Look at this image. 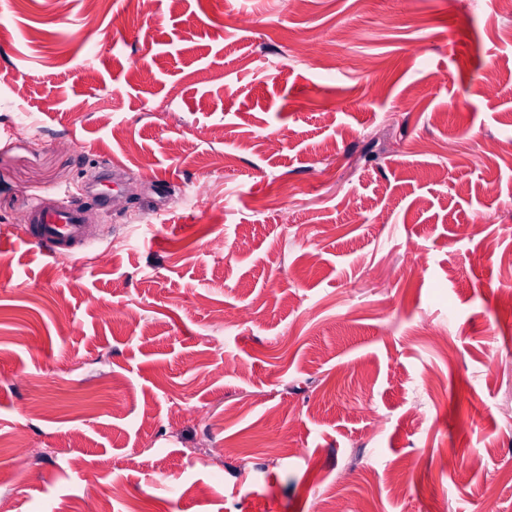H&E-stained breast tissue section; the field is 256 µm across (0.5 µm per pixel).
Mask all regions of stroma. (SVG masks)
I'll use <instances>...</instances> for the list:
<instances>
[{
	"label": "stroma",
	"mask_w": 512,
	"mask_h": 512,
	"mask_svg": "<svg viewBox=\"0 0 512 512\" xmlns=\"http://www.w3.org/2000/svg\"><path fill=\"white\" fill-rule=\"evenodd\" d=\"M479 138L512 143V0H13L0 512H512V155ZM39 200L94 243L27 244Z\"/></svg>",
	"instance_id": "35a3bbf8"
}]
</instances>
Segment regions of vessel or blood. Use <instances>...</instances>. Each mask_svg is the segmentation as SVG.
<instances>
[{
  "label": "vessel or blood",
  "mask_w": 512,
  "mask_h": 512,
  "mask_svg": "<svg viewBox=\"0 0 512 512\" xmlns=\"http://www.w3.org/2000/svg\"><path fill=\"white\" fill-rule=\"evenodd\" d=\"M27 229L29 241L48 247L61 258L69 256L74 245L90 242L88 227L78 211H62L41 202L34 205Z\"/></svg>",
  "instance_id": "vessel-or-blood-1"
}]
</instances>
